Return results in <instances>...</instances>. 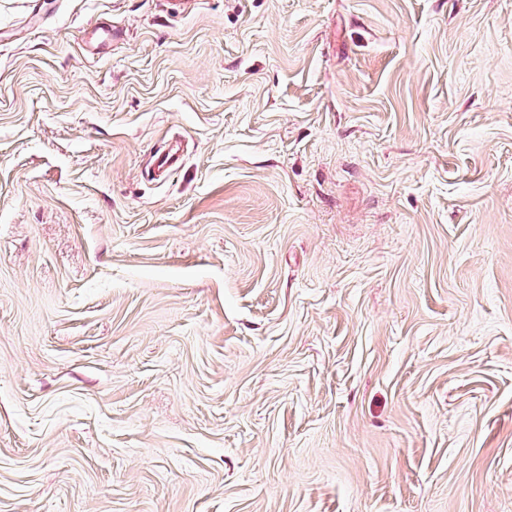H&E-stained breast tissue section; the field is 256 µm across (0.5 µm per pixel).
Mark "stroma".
I'll use <instances>...</instances> for the list:
<instances>
[{
	"label": "stroma",
	"mask_w": 512,
	"mask_h": 512,
	"mask_svg": "<svg viewBox=\"0 0 512 512\" xmlns=\"http://www.w3.org/2000/svg\"><path fill=\"white\" fill-rule=\"evenodd\" d=\"M0 512H512V0H0Z\"/></svg>",
	"instance_id": "1"
}]
</instances>
